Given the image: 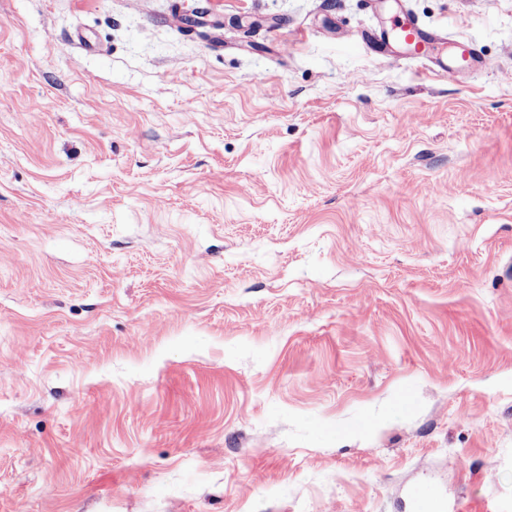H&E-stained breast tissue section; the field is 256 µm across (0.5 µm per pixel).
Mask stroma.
I'll return each mask as SVG.
<instances>
[{"label":"stroma","instance_id":"stroma-1","mask_svg":"<svg viewBox=\"0 0 512 512\" xmlns=\"http://www.w3.org/2000/svg\"><path fill=\"white\" fill-rule=\"evenodd\" d=\"M402 7L0 0V512H512V0ZM443 39L437 33L424 29L422 24L408 13H402L397 17L390 30H383L373 36V41L381 48L387 47L391 42L414 46L435 45ZM456 65L448 67L444 63L437 65L438 72L444 76L455 77L459 72L470 69L479 59V52L472 46H456Z\"/></svg>","mask_w":512,"mask_h":512}]
</instances>
